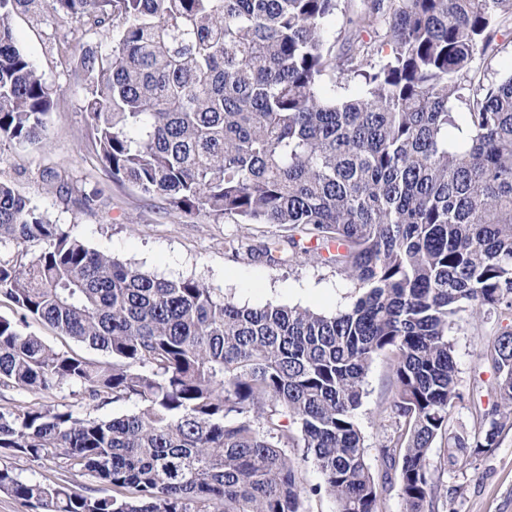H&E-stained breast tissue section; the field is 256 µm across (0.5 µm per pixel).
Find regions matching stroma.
Listing matches in <instances>:
<instances>
[{"mask_svg": "<svg viewBox=\"0 0 512 512\" xmlns=\"http://www.w3.org/2000/svg\"><path fill=\"white\" fill-rule=\"evenodd\" d=\"M14 30L44 82L57 88L58 95L48 117L47 134L39 144H0V178L28 196L51 223L88 246L158 277L201 280L245 307L273 303L333 314L354 301L357 290L353 282L331 267L306 258L273 264L258 255L256 245L273 238L286 240L287 231L271 224H236L204 215L188 216L129 182L113 180L91 141L85 112L88 86L75 73L86 50L93 48L102 55L111 52V36L49 12L38 17L17 15ZM49 163L69 174L71 195L42 188L39 172ZM96 191L102 194L100 201L88 207L80 205L81 195ZM232 240L246 243V250L236 254L229 251ZM490 330V325H476L468 308L459 312L449 332L464 387L489 377L479 367L477 353L482 333ZM391 391V361L381 356L368 371L357 413L368 460L376 470L381 467L377 448L392 430ZM33 404L65 407L78 416L99 419L127 410L121 403L87 406L75 387L47 397L0 388L1 409ZM0 465L12 468L25 480L52 481L63 476L79 490L96 485L94 479L79 471L60 474L49 461L36 466L2 454ZM442 483L455 512H512V433L499 448L480 457L477 473L448 474ZM99 488L107 495L112 492L105 484Z\"/></svg>", "mask_w": 512, "mask_h": 512, "instance_id": "obj_1", "label": "stroma"}]
</instances>
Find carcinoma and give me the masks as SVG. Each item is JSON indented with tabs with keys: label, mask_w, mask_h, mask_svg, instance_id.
<instances>
[{
	"label": "carcinoma",
	"mask_w": 512,
	"mask_h": 512,
	"mask_svg": "<svg viewBox=\"0 0 512 512\" xmlns=\"http://www.w3.org/2000/svg\"><path fill=\"white\" fill-rule=\"evenodd\" d=\"M42 5L101 31L121 21L110 56L77 63L114 179L186 214L276 225L289 257L360 293L332 315L242 307L86 246L0 180V243L16 248L0 259L15 307L0 315V387L133 404L108 420L0 410V454L78 469L113 494L5 466L0 492L40 512H304L306 493L385 512L395 476L405 512H454L440 476L477 470L512 432V72L481 78L512 0H0V142L47 131L57 91L12 26ZM41 178L69 192L53 168ZM32 241L45 248L29 258ZM463 305L498 325L479 353L485 407L460 388L448 340ZM32 320L112 362L48 345ZM383 354L394 424L376 472L356 411ZM295 448L322 483L303 486Z\"/></svg>",
	"instance_id": "1"
}]
</instances>
